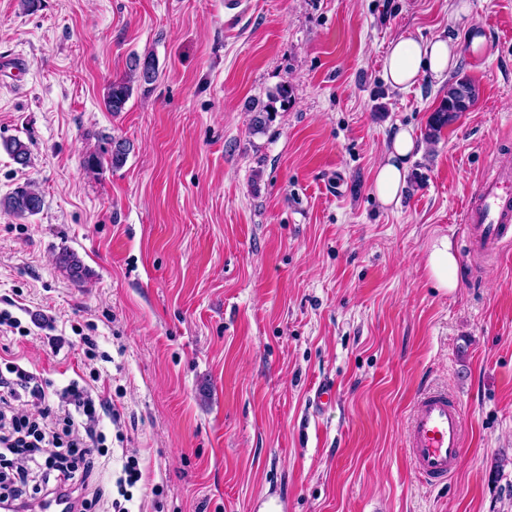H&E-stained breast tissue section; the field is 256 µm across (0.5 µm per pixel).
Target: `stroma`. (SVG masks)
<instances>
[{"label": "stroma", "instance_id": "35a3bbf8", "mask_svg": "<svg viewBox=\"0 0 512 512\" xmlns=\"http://www.w3.org/2000/svg\"><path fill=\"white\" fill-rule=\"evenodd\" d=\"M453 5L0 0V144L31 152L22 166L0 147V202L26 182L43 199L32 216L0 206V302L28 329L8 354L59 391L86 371L81 335L103 353L121 421L98 417L109 453L91 512H108L127 455L143 472L130 512H255L272 486L288 512H512V246L475 250L464 213L512 166V0ZM400 34L458 39L448 78L477 90L432 145L445 87L386 83ZM134 55L157 77L109 112ZM262 109L267 130L251 132ZM401 126L419 152L386 208L374 167ZM115 139L132 145L123 166L87 172ZM443 235L451 291L425 268ZM65 250L84 279L57 264ZM431 386L466 429L438 487L405 451Z\"/></svg>", "mask_w": 512, "mask_h": 512}]
</instances>
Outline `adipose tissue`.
Here are the masks:
<instances>
[{"label": "adipose tissue", "instance_id": "1", "mask_svg": "<svg viewBox=\"0 0 512 512\" xmlns=\"http://www.w3.org/2000/svg\"><path fill=\"white\" fill-rule=\"evenodd\" d=\"M459 45L448 37L431 40L401 35L391 40L384 59V78L393 87L407 88L425 76L440 81L458 59ZM416 143L406 129H398L375 167L374 194L385 206L398 201L406 182L407 158ZM427 268L437 286L454 289L458 283V259L449 237L436 239L427 257Z\"/></svg>", "mask_w": 512, "mask_h": 512}]
</instances>
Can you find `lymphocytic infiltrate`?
Segmentation results:
<instances>
[{"mask_svg": "<svg viewBox=\"0 0 512 512\" xmlns=\"http://www.w3.org/2000/svg\"><path fill=\"white\" fill-rule=\"evenodd\" d=\"M60 397L75 406V413L53 410L37 373L14 361L0 370V460L19 455L26 459L0 475L11 500L28 499L30 469H37L43 483L63 495L84 485L106 455V438L94 423L100 409L111 406V398H93L88 386L76 381Z\"/></svg>", "mask_w": 512, "mask_h": 512, "instance_id": "f902f5d3", "label": "lymphocytic infiltrate"}]
</instances>
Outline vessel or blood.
<instances>
[{"instance_id": "b4317fda", "label": "vessel or blood", "mask_w": 512, "mask_h": 512, "mask_svg": "<svg viewBox=\"0 0 512 512\" xmlns=\"http://www.w3.org/2000/svg\"><path fill=\"white\" fill-rule=\"evenodd\" d=\"M465 221L476 244L499 249L512 238V168H496L476 197L470 198ZM464 417L459 403L446 389L420 394L408 421L405 447L415 474L439 483L460 467L465 452Z\"/></svg>"}]
</instances>
